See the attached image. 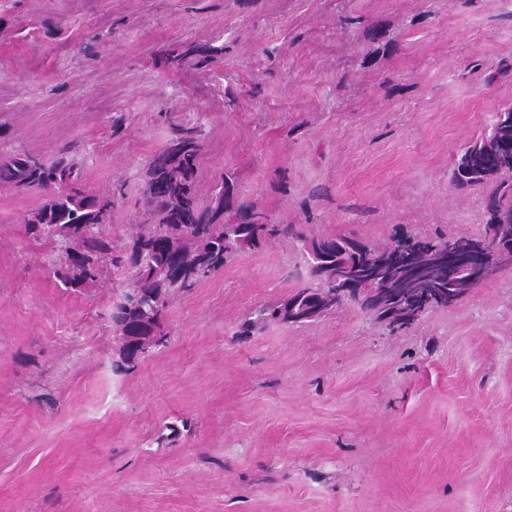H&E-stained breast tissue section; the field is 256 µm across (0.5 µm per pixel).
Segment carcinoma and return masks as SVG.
<instances>
[{
  "mask_svg": "<svg viewBox=\"0 0 512 512\" xmlns=\"http://www.w3.org/2000/svg\"><path fill=\"white\" fill-rule=\"evenodd\" d=\"M204 130L198 124L172 129L166 143L152 156L138 204L155 220L135 226L132 239L114 251L104 226L112 211V198L78 187L80 172L70 159L72 147L58 150L51 159L17 151L0 156V183L40 191L45 200L26 219L27 232L55 242L58 258L49 260V273L67 289H81L105 276L108 268L130 267L132 275L112 304V333L119 342L116 372L135 368L139 356L162 341L165 315L178 295L224 269L231 258L259 250L277 238H293L316 263L309 268L310 283L266 305L259 317L246 319L240 335L247 336L259 322L298 324L288 308L310 309L324 315L353 304L392 329L407 326L406 307L414 291L432 284L446 292L464 293L470 274L448 272L435 261L419 264L411 274L379 259L436 247L442 238L405 234L390 244L360 242V250L347 247L349 236L307 235L296 224H274L255 205L232 189V179L215 186L203 199L197 189V170ZM448 183L455 190L492 187L485 202L486 222L481 236L498 226L502 232L499 261L512 257V111L500 112L489 134L454 157ZM346 252L343 263L355 273L372 278L374 293H336L333 268L336 250Z\"/></svg>",
  "mask_w": 512,
  "mask_h": 512,
  "instance_id": "carcinoma-1",
  "label": "carcinoma"
}]
</instances>
